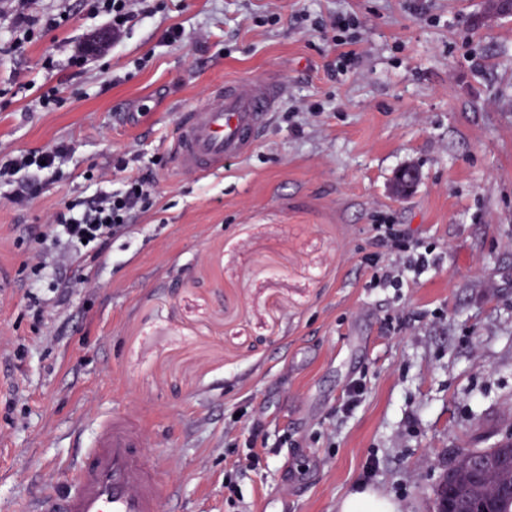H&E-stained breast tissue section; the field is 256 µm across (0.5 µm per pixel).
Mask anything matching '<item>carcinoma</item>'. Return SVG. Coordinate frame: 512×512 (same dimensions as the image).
<instances>
[{
  "instance_id": "cac0c4a2",
  "label": "carcinoma",
  "mask_w": 512,
  "mask_h": 512,
  "mask_svg": "<svg viewBox=\"0 0 512 512\" xmlns=\"http://www.w3.org/2000/svg\"><path fill=\"white\" fill-rule=\"evenodd\" d=\"M490 463L475 469L468 449L452 462L448 507L453 512H512V434L486 449Z\"/></svg>"
}]
</instances>
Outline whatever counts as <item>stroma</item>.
Listing matches in <instances>:
<instances>
[{
  "instance_id": "stroma-1",
  "label": "stroma",
  "mask_w": 512,
  "mask_h": 512,
  "mask_svg": "<svg viewBox=\"0 0 512 512\" xmlns=\"http://www.w3.org/2000/svg\"><path fill=\"white\" fill-rule=\"evenodd\" d=\"M66 26L0 53V162L74 152L26 208L0 180V512H33L89 447L91 424L135 410L148 460L172 472L163 512H336L358 486L435 512L452 448L512 432V12L489 0H165L107 54L102 18L29 0ZM361 25L337 46L312 25ZM184 30L168 44L164 32ZM355 70L339 68L342 49ZM87 53L79 76L67 61ZM276 80L254 149L176 175L178 118L213 83ZM59 89L57 106L38 102ZM127 173L97 176L115 156ZM417 174L394 193L400 170ZM153 174L158 192L60 294L29 258L62 202ZM33 234L19 239L18 225ZM390 224L436 263L413 288H373ZM43 309L35 319L33 304ZM365 392L343 411L348 386ZM269 466L247 467L239 409ZM237 471L241 498L224 476Z\"/></svg>"
}]
</instances>
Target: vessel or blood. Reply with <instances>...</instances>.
I'll list each match as a JSON object with an SVG mask.
<instances>
[{
    "label": "vessel or blood",
    "instance_id": "vessel-or-blood-1",
    "mask_svg": "<svg viewBox=\"0 0 512 512\" xmlns=\"http://www.w3.org/2000/svg\"><path fill=\"white\" fill-rule=\"evenodd\" d=\"M280 97V84L269 78L214 84L205 102L180 119L170 147L176 173L197 178L222 168L226 158L251 151ZM151 439V431L132 414L100 417L90 448L71 468L68 486L50 490L35 512H161L169 474L147 459Z\"/></svg>",
    "mask_w": 512,
    "mask_h": 512
}]
</instances>
